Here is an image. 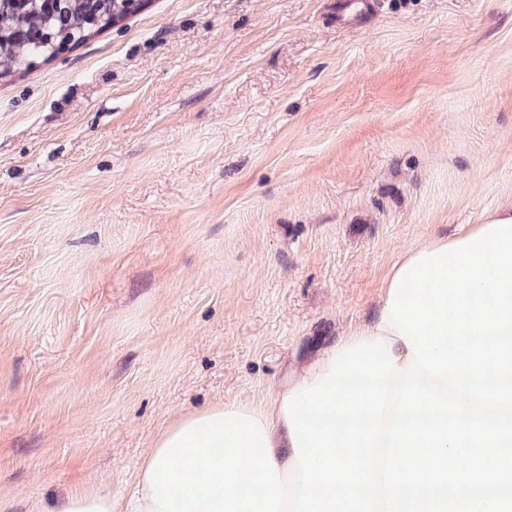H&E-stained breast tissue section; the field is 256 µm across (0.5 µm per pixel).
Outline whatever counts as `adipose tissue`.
Returning <instances> with one entry per match:
<instances>
[{
	"instance_id": "adipose-tissue-1",
	"label": "adipose tissue",
	"mask_w": 512,
	"mask_h": 512,
	"mask_svg": "<svg viewBox=\"0 0 512 512\" xmlns=\"http://www.w3.org/2000/svg\"><path fill=\"white\" fill-rule=\"evenodd\" d=\"M384 309H377L375 317L368 323L351 328L344 336H341L332 346L326 347L316 355L308 359L300 371L291 379L286 380L276 391L271 402L257 405L247 400H230L213 404L207 408L182 414L175 417L156 437L152 448L145 454L136 479L134 494L127 503L123 512H155L151 500L152 491L146 479V473L158 454L173 435L182 431L184 427L193 421L203 417L225 412H239L260 419L264 426L266 436L271 446L273 460L278 467L281 481H288L292 475L294 448L290 431L285 420L283 400L290 395L298 385L312 382L331 370V359L337 351L349 347L358 341L382 338L392 345V353L396 358L397 367H405L410 362L411 351L404 339H401L397 330L391 329L389 323L384 322Z\"/></svg>"
}]
</instances>
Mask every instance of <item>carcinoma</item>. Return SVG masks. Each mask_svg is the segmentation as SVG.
<instances>
[{
    "mask_svg": "<svg viewBox=\"0 0 512 512\" xmlns=\"http://www.w3.org/2000/svg\"><path fill=\"white\" fill-rule=\"evenodd\" d=\"M142 0H0V79L53 59L62 49L132 17Z\"/></svg>",
    "mask_w": 512,
    "mask_h": 512,
    "instance_id": "obj_1",
    "label": "carcinoma"
}]
</instances>
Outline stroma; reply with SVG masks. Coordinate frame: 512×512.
Returning <instances> with one entry per match:
<instances>
[{"mask_svg":"<svg viewBox=\"0 0 512 512\" xmlns=\"http://www.w3.org/2000/svg\"><path fill=\"white\" fill-rule=\"evenodd\" d=\"M150 0L0 81V512L125 502L425 236L512 203V0ZM343 1L341 3L336 2V22L345 23L351 20L363 22L367 19L369 10L372 7L371 0H338ZM356 1V2H352ZM353 6L355 12L352 16L346 13V9ZM52 512H121L113 507L112 495L100 489L77 486L54 507Z\"/></svg>","mask_w":512,"mask_h":512,"instance_id":"35a3bbf8","label":"stroma"}]
</instances>
